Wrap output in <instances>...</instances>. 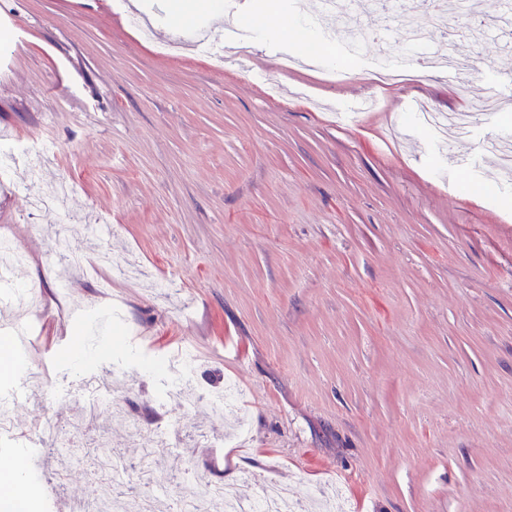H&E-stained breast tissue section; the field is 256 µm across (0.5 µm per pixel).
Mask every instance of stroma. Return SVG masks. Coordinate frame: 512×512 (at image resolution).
<instances>
[{"mask_svg": "<svg viewBox=\"0 0 512 512\" xmlns=\"http://www.w3.org/2000/svg\"><path fill=\"white\" fill-rule=\"evenodd\" d=\"M109 2L0 0V152L53 145L40 180L0 172V227L31 287H0V337L24 329L10 355L43 375L5 403L0 464L36 445L56 485L46 512L96 500L83 467L50 447L84 424L81 379L120 370L123 412L99 411L96 426L129 465L143 434L170 427L172 453L153 467L164 482L192 470L195 494L224 481L250 500L273 479L300 501L336 494L345 512H512V177L485 149L512 140L505 0H464L457 24L481 34L424 27L413 53L451 49L459 77L404 66L391 87L371 71L410 52L385 10L249 0L177 25L173 0H138L148 42ZM250 13L280 31L252 39L249 71L198 54L201 31L233 55L227 30ZM339 27L370 39L280 69L283 52ZM490 95L507 111H481ZM424 104L475 123L448 137L423 124ZM68 253L86 265L63 286ZM187 348V390L239 386L246 441L164 396L153 368Z\"/></svg>", "mask_w": 512, "mask_h": 512, "instance_id": "35a3bbf8", "label": "stroma"}]
</instances>
